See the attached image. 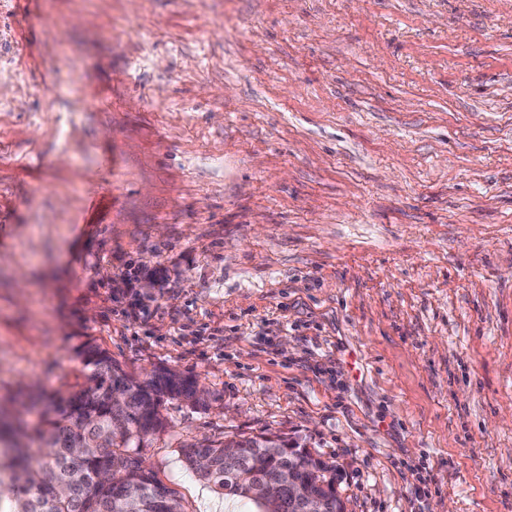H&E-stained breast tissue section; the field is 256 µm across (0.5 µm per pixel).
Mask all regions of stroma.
Masks as SVG:
<instances>
[{"instance_id":"stroma-1","label":"stroma","mask_w":512,"mask_h":512,"mask_svg":"<svg viewBox=\"0 0 512 512\" xmlns=\"http://www.w3.org/2000/svg\"><path fill=\"white\" fill-rule=\"evenodd\" d=\"M147 309L135 320L131 299ZM196 377L350 512H512V0H0V395Z\"/></svg>"}]
</instances>
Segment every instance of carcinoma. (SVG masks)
Wrapping results in <instances>:
<instances>
[{"label": "carcinoma", "instance_id": "obj_1", "mask_svg": "<svg viewBox=\"0 0 512 512\" xmlns=\"http://www.w3.org/2000/svg\"><path fill=\"white\" fill-rule=\"evenodd\" d=\"M79 356L87 385L57 397L53 415L28 435L46 448L43 455L33 458L18 441L1 446L6 428L0 424V485L10 484L23 512H184L138 457V448L166 428L163 401L192 397L198 381L166 369L142 379L90 342ZM114 391L125 395L123 402L112 403ZM228 442L237 446L236 455H224L223 441L203 439L183 449V462L225 494L252 501L257 512H297L288 492L291 472L336 491L334 466L321 460L306 469L279 435H235ZM267 444L280 452L268 453Z\"/></svg>", "mask_w": 512, "mask_h": 512}]
</instances>
